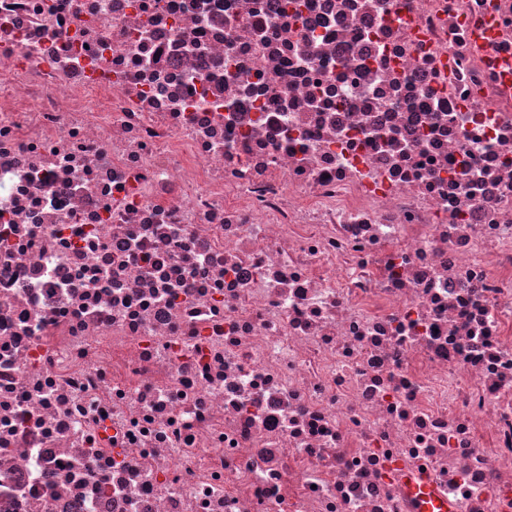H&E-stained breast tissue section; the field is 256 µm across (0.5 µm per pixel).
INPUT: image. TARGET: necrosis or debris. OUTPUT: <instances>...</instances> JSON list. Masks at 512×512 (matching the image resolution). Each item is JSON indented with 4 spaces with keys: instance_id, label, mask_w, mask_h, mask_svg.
<instances>
[{
    "instance_id": "1",
    "label": "necrosis or debris",
    "mask_w": 512,
    "mask_h": 512,
    "mask_svg": "<svg viewBox=\"0 0 512 512\" xmlns=\"http://www.w3.org/2000/svg\"><path fill=\"white\" fill-rule=\"evenodd\" d=\"M0 0V512H512V0ZM413 497L419 505L420 512H448V503L440 500L437 493L426 479L412 481ZM437 510V511H435Z\"/></svg>"
}]
</instances>
